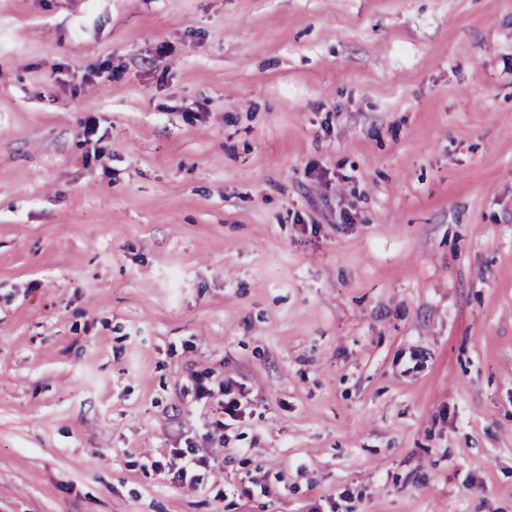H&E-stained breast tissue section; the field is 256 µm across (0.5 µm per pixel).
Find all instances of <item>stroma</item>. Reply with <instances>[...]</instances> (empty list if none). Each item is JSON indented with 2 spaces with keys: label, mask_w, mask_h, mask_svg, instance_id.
<instances>
[{
  "label": "stroma",
  "mask_w": 512,
  "mask_h": 512,
  "mask_svg": "<svg viewBox=\"0 0 512 512\" xmlns=\"http://www.w3.org/2000/svg\"><path fill=\"white\" fill-rule=\"evenodd\" d=\"M0 512H512V0H0ZM224 400L222 401V405H220L221 413L224 414V419H218L214 422V427L212 432L214 436L217 435V431L220 429L224 430V426H226V419L231 421H237L244 415V404L241 398L236 397V393L232 389L230 383H224ZM186 448H175L173 449V454L185 460L184 465L171 473V470L168 469L166 471L165 464H163L160 460H153L150 463L151 468L158 473L159 475H163L164 477H169L172 482H195L197 479V475L194 473L193 467L196 466L197 460L195 458V449L191 445V443H186Z\"/></svg>",
  "instance_id": "35a3bbf8"
}]
</instances>
